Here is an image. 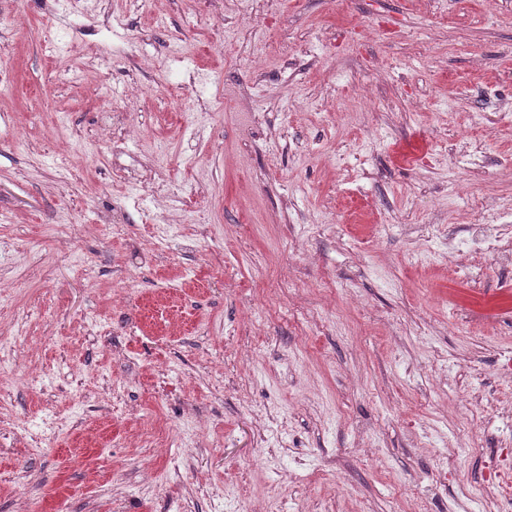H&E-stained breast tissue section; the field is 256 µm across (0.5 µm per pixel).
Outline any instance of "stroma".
Listing matches in <instances>:
<instances>
[{
  "label": "stroma",
  "instance_id": "obj_1",
  "mask_svg": "<svg viewBox=\"0 0 512 512\" xmlns=\"http://www.w3.org/2000/svg\"><path fill=\"white\" fill-rule=\"evenodd\" d=\"M1 68L0 512H479L512 0H0ZM506 229L487 228L484 234L479 235L473 242L472 253H491L497 255L506 264L512 263V244L509 237H506Z\"/></svg>",
  "mask_w": 512,
  "mask_h": 512
}]
</instances>
